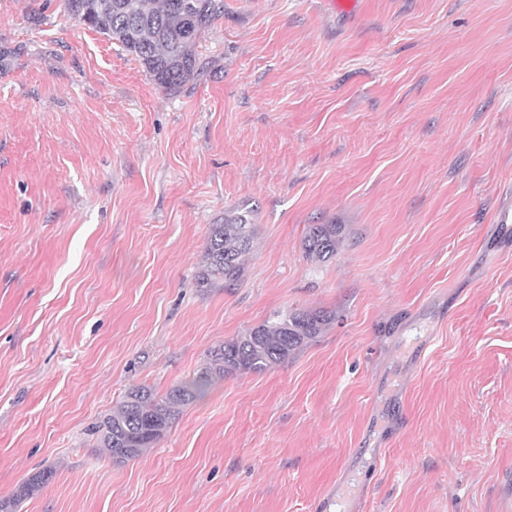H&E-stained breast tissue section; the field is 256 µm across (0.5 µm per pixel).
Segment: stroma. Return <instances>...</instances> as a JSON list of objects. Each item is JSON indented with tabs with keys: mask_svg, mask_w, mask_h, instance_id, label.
<instances>
[{
	"mask_svg": "<svg viewBox=\"0 0 512 512\" xmlns=\"http://www.w3.org/2000/svg\"><path fill=\"white\" fill-rule=\"evenodd\" d=\"M347 2L224 0L169 91L0 0V499L55 471L19 512H512V0ZM237 209L245 274L198 287ZM296 307L336 319L98 448L129 388ZM344 238V225L309 224L303 234L302 249L307 259L325 262L336 256Z\"/></svg>",
	"mask_w": 512,
	"mask_h": 512,
	"instance_id": "stroma-1",
	"label": "stroma"
}]
</instances>
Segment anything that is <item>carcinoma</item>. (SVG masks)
<instances>
[{"label":"carcinoma","mask_w":512,"mask_h":512,"mask_svg":"<svg viewBox=\"0 0 512 512\" xmlns=\"http://www.w3.org/2000/svg\"><path fill=\"white\" fill-rule=\"evenodd\" d=\"M64 5L71 16L118 41L157 84L169 90L194 77L196 44L224 14V0H64ZM344 238L342 224H308L302 249L306 258L325 262L336 256ZM253 243L251 212L225 214L224 223L210 226L198 286L207 288L219 279L226 287L240 281ZM335 320V313L319 309L276 312L245 335L212 349L192 379L165 395L159 397L145 387L129 389L91 432L113 461L137 458L154 447L182 408L203 396L213 380L237 371L261 372L283 363ZM54 474L52 468L33 474L13 497L0 500V512H17L22 500Z\"/></svg>","instance_id":"cac0c4a2"}]
</instances>
